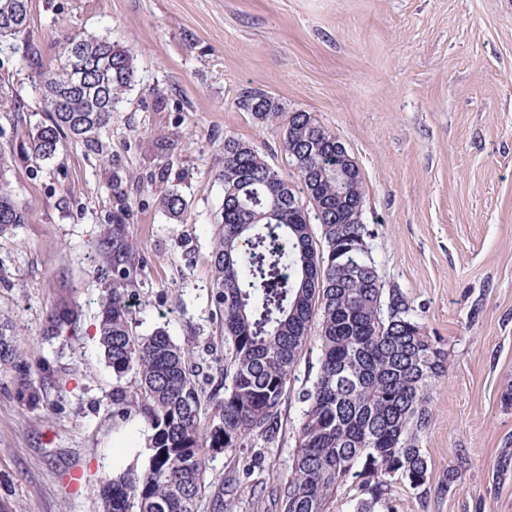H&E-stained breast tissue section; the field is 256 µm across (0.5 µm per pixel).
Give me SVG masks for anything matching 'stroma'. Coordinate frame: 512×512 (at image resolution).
<instances>
[{"label": "stroma", "instance_id": "obj_1", "mask_svg": "<svg viewBox=\"0 0 512 512\" xmlns=\"http://www.w3.org/2000/svg\"><path fill=\"white\" fill-rule=\"evenodd\" d=\"M80 32L129 46L135 82L95 139L65 136L54 158H27V132L45 114L38 72L22 60L33 45L51 64ZM0 83L23 104L0 112V153L27 213L0 237V310L17 316L28 364L55 369L36 404L19 396L18 372L0 371L8 512H101L103 476L145 443L141 419L112 415L96 339L112 286L98 244L113 225L134 245V331L165 329L204 365L223 350L210 256L224 141L289 169L280 131L240 109L247 91L312 113L345 143L363 173L379 274L448 351L420 435L429 494L394 485L395 512H512V470L496 471L512 453L502 400L512 386V0H32L28 39L0 43ZM173 189L186 203L178 220L160 204ZM73 297L81 340H44L50 305ZM318 355L310 345L296 367L277 445L210 461L208 484L233 472L244 485L232 512H268L249 487L287 475ZM456 467L465 484L450 491Z\"/></svg>", "mask_w": 512, "mask_h": 512}]
</instances>
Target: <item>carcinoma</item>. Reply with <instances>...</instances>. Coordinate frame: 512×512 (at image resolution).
<instances>
[{
    "instance_id": "carcinoma-1",
    "label": "carcinoma",
    "mask_w": 512,
    "mask_h": 512,
    "mask_svg": "<svg viewBox=\"0 0 512 512\" xmlns=\"http://www.w3.org/2000/svg\"><path fill=\"white\" fill-rule=\"evenodd\" d=\"M31 0H0V29L27 33ZM38 90L50 123L33 127L24 153L49 160L61 133L87 141L112 124V112L134 82L129 48L106 36L68 37L56 65L38 51ZM240 107L260 126L283 127L282 147L293 172L273 168L250 143L224 141L221 224L211 254L212 299L222 314L224 376L209 397L203 368L186 348L157 330L133 332L127 300L134 246L119 227L99 249L112 254V288L99 313V344L112 369V415H137L147 429L132 462L102 480V512H199L209 461L218 454L276 443L283 429L288 385L311 341L319 356L309 387L299 395L301 418L291 471L261 488L281 512H327L350 477L362 478L364 497L353 512H394L391 488L405 481L423 501L428 462L419 433L431 419L428 388L448 373V352L430 335L402 289L382 281L364 224L365 187L352 155H336V134L308 112H290L259 91ZM173 219L185 210L175 191L161 199ZM9 184L0 179V235L25 223ZM319 226V240L306 232ZM16 318L0 312V367L25 365ZM75 300L50 305L43 336L76 339ZM51 368L23 378L21 393L43 397ZM134 377L135 386L122 384ZM229 476L210 495L212 512L236 497Z\"/></svg>"
}]
</instances>
